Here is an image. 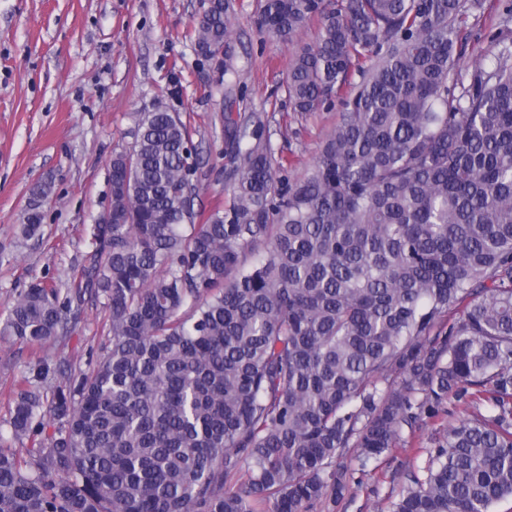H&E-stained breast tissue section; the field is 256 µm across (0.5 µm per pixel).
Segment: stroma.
Returning <instances> with one entry per match:
<instances>
[{
	"label": "stroma",
	"mask_w": 512,
	"mask_h": 512,
	"mask_svg": "<svg viewBox=\"0 0 512 512\" xmlns=\"http://www.w3.org/2000/svg\"><path fill=\"white\" fill-rule=\"evenodd\" d=\"M261 0H234L231 53L235 78L199 65L191 38L202 0H0V317L32 278L65 287L92 249V226L111 199L109 163L132 140L136 117L163 100L193 130L204 174V208L227 203L224 191V94L240 111L270 120L272 143L289 180L302 178L341 106L295 112L286 92L296 46L314 43L310 20L294 44L261 33ZM49 189L43 234L19 226L35 185ZM102 304L87 305L78 330L54 351L92 369L108 336ZM37 353L0 339V430L9 418L7 391ZM463 403L428 422L407 449L380 462L336 512H387L399 487L396 467L422 471L431 437L455 425Z\"/></svg>",
	"instance_id": "stroma-1"
}]
</instances>
